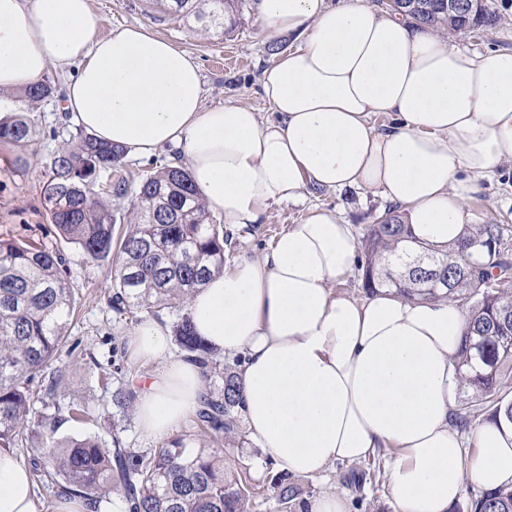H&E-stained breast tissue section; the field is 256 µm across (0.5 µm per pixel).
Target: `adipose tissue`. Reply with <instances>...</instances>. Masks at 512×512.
Masks as SVG:
<instances>
[{
  "label": "adipose tissue",
  "instance_id": "obj_1",
  "mask_svg": "<svg viewBox=\"0 0 512 512\" xmlns=\"http://www.w3.org/2000/svg\"><path fill=\"white\" fill-rule=\"evenodd\" d=\"M257 22L267 42L300 41L262 72L267 120L245 104L206 106L193 55L145 26L98 36L90 0H0V92L75 69L71 119L131 154L180 149L227 224L259 223L313 188H366L397 205L416 240L456 246L479 179L512 166V50L451 46L365 0H258ZM378 113L387 124H374ZM357 253L353 225L315 207L191 296L197 335L243 359L250 444L301 477L386 449L394 512H449L468 486L512 481V424L454 421L465 311L384 288L364 300L336 293ZM131 344L151 368L137 425L159 440L197 407L201 369L172 354L158 320L141 322ZM0 512H38L28 468L4 450Z\"/></svg>",
  "mask_w": 512,
  "mask_h": 512
}]
</instances>
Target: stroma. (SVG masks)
Segmentation results:
<instances>
[{
	"instance_id": "1",
	"label": "stroma",
	"mask_w": 512,
	"mask_h": 512,
	"mask_svg": "<svg viewBox=\"0 0 512 512\" xmlns=\"http://www.w3.org/2000/svg\"><path fill=\"white\" fill-rule=\"evenodd\" d=\"M496 21L487 30L473 33L454 32L456 42L477 52L512 49V0H487ZM100 16L99 36L125 25L141 24L167 37L189 51L197 60L204 89V103L219 106L242 101L252 105L263 116L272 109L261 96L263 69L274 57L267 51L256 20L255 6H248L238 27L230 34L203 32L197 23L167 13L155 0H92ZM32 116L37 135L30 145L18 148L0 143V236L19 242L40 241L52 251L60 252L74 290L77 311L64 343V351L39 376L36 386L46 385L57 373L65 378L55 399L36 402V412L50 413L55 406L77 401L90 413L87 420L69 421L58 430L61 438L94 436L104 447H111L113 437H120L125 447L147 451L157 447V440L144 437L137 428L134 409L117 411L112 406V391L118 386L135 387L138 375L146 368L135 359L131 336L148 313L116 314L109 306L111 267L86 261L71 244L66 243L50 221L42 187L48 174V163L68 138L74 124L65 117L58 99L35 105ZM29 157L26 170L12 167L14 155ZM317 204L334 210L354 224L357 235H364L370 224L387 209L388 204L368 190H311L306 202L271 206L261 222L248 228L224 225L219 214H211L213 223L223 224L226 244L224 261L259 257L287 225L298 223L308 206ZM465 212L470 223L494 222L506 225L505 236L512 243V169L498 171L483 180L482 190L469 199ZM367 462L339 463L323 476L306 479L312 495L342 490L350 498H362L363 504L352 512H393L385 496L386 474L376 479L351 484L350 471H364Z\"/></svg>"
}]
</instances>
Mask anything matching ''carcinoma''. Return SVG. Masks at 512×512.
Instances as JSON below:
<instances>
[{
  "label": "carcinoma",
  "instance_id": "obj_1",
  "mask_svg": "<svg viewBox=\"0 0 512 512\" xmlns=\"http://www.w3.org/2000/svg\"><path fill=\"white\" fill-rule=\"evenodd\" d=\"M173 13L192 17L226 35L240 23L248 0H156ZM391 12L437 29L466 30L494 25L483 0H386ZM55 81L45 77L26 92L36 104L54 97ZM30 109L0 121V142L30 143L35 133ZM126 151L103 144L82 129L49 164L44 197L59 235L90 261L112 256L117 212L102 195L124 197L129 181L121 175ZM136 222L119 240L118 273L110 307L118 314L187 306L191 295L224 270V227L210 222L201 195L184 167H164L141 178L134 191ZM362 286L369 292L391 288L410 299L448 300L467 314L470 336L458 350L460 388L470 392L456 413L459 426L489 407L493 417L512 422V399L503 389L512 380V251L499 224H471L459 250L413 244L408 225L389 209L362 238ZM75 298L65 259L37 243L0 238V448H16L31 426L45 433L46 448L33 473L56 480L58 496L77 498L87 512H100L118 493L127 512H253L261 486L250 465L224 466V456L198 440L224 437V447L246 444L241 427L239 360L230 363L193 330L189 313L178 315L174 341L205 375V393L188 431L169 437L145 453L121 447L113 437L104 447L92 437L54 440L66 421L86 411L72 405L32 418L31 386L65 341ZM278 512L304 508L303 489L292 475L267 477ZM473 512H512V484L480 493Z\"/></svg>",
  "mask_w": 512,
  "mask_h": 512
}]
</instances>
